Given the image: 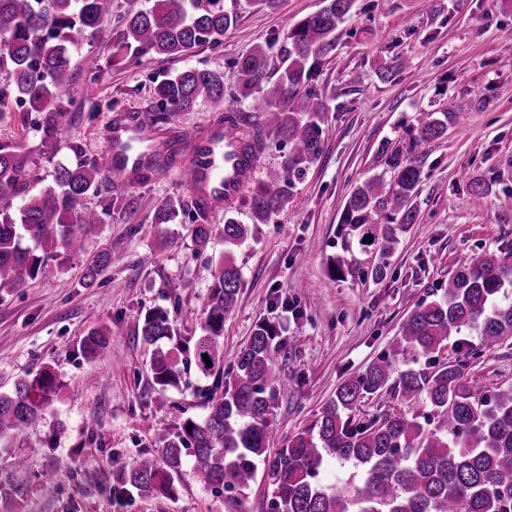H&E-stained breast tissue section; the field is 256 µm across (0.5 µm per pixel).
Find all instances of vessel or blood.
Instances as JSON below:
<instances>
[{"instance_id": "vessel-or-blood-1", "label": "vessel or blood", "mask_w": 512, "mask_h": 512, "mask_svg": "<svg viewBox=\"0 0 512 512\" xmlns=\"http://www.w3.org/2000/svg\"><path fill=\"white\" fill-rule=\"evenodd\" d=\"M155 138V131L139 118L126 115L115 120L111 148L125 159L109 165L114 184L126 185L138 179L140 157L131 153L130 146L149 145ZM188 142L194 156L185 180L189 195L207 207L217 203L228 207L240 200L258 162L256 155L245 153L237 129L220 124L204 133L192 132Z\"/></svg>"}]
</instances>
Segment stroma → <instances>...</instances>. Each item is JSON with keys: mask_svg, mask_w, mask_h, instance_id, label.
Here are the masks:
<instances>
[{"mask_svg": "<svg viewBox=\"0 0 512 512\" xmlns=\"http://www.w3.org/2000/svg\"><path fill=\"white\" fill-rule=\"evenodd\" d=\"M240 21L220 45L191 56L113 65L112 22L75 58L72 84L58 105L71 113L45 146L36 112L0 115V145L21 144L30 156L28 190L51 185L58 162L93 159L106 165L110 120L124 111L151 112L158 81L186 67L218 70L224 88L237 87L236 58L256 45L278 54L288 31L317 12L323 0H237ZM512 0H356L336 47L323 57L308 87L326 104L323 152L293 186L286 207L252 224L247 200L232 206L249 239L224 249V214L214 211L210 246L196 250L188 217L157 224L153 214L181 195L187 169L177 166L127 188L104 185L88 196L97 208L122 196L126 209L106 217L87 235L82 252L50 262L26 287L0 291V392L27 373L51 369L62 388L57 399L22 435L0 438V449L24 458L27 493L21 512H270L273 487L258 475L249 488L214 493L185 465L169 498L117 497L119 470L152 452L173 419L155 403L150 352L137 336L150 309L167 311L182 338L199 335L212 271L231 254L242 272L238 298L224 320V361L232 363L261 322L274 323L286 348L274 359L288 384L278 395L271 451L307 427L337 389L383 354L406 314L433 300L464 252L512 250ZM394 68L391 80L378 77ZM468 105L463 124L422 144L423 180L413 200L418 219L386 259L387 276L334 280L326 261L340 250L338 224L347 198L367 178L381 174L379 143L400 137L419 112H448ZM484 181L486 193L470 190ZM119 255L97 286L82 287L99 254ZM183 284L179 298L166 285ZM111 328L106 354L81 348L88 331ZM477 340H449L441 361L464 366L470 388L490 391L512 383V341L469 356ZM57 488L46 496L43 484Z\"/></svg>", "mask_w": 512, "mask_h": 512, "instance_id": "obj_1", "label": "stroma"}]
</instances>
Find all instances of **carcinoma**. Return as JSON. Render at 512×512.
Wrapping results in <instances>:
<instances>
[{
  "mask_svg": "<svg viewBox=\"0 0 512 512\" xmlns=\"http://www.w3.org/2000/svg\"><path fill=\"white\" fill-rule=\"evenodd\" d=\"M354 3L325 0L319 11L293 27L280 49V74L274 82L269 72L275 61L269 48L258 45L234 62L235 93H224L223 73L192 67L154 88L158 110L147 119L150 126L167 125L173 114L205 102L221 113L220 122L238 127L252 153L265 148V132L224 107L252 97L261 111L276 116L274 133L289 151L281 169L252 187L257 222L288 204L287 188L322 152L325 106L305 87L315 62L335 47L336 31L350 18ZM110 16L112 0H0V112L15 105L40 112L45 139L53 138L67 118L56 101L72 80V58ZM238 22L237 9L225 6V0H123L112 61L136 64L146 55L183 59L202 45H219ZM464 117L461 106L441 114L419 112L406 138L380 142L377 154L389 179L372 177L351 192L338 227L342 252L327 264L330 278H385L386 263L368 265L366 260L391 254L399 235L417 221L411 204L422 181L417 148ZM188 136L186 130L173 131L152 152L144 179L176 162V146ZM29 164L23 146L0 145V290L24 288L61 252H80L85 237L105 216L123 208L119 197L101 211L83 204L110 179L93 160L58 164L54 183L36 195L26 193ZM186 210L199 217L191 236L203 250L211 242L213 225L206 223L204 206L190 195L162 202L153 223L169 224ZM249 235V225L231 216L224 219L225 245L238 246ZM118 261L108 252L99 254L86 269L85 285L93 286L101 271ZM240 281V269L224 256L212 273L201 332L186 340L166 313L145 314L139 332L142 343L153 347L151 370L159 391L155 403L170 410L175 425L161 435L154 452L120 471L122 491L147 498L171 496L185 464L183 450L191 448L200 482L215 492L250 486L257 464H264L274 486L273 512H512V384L485 394L463 382L461 366L436 362V354L454 335L476 337L473 356L512 339V254L462 255L443 295L410 311L389 350L340 386L319 417L288 438L273 457L269 438L284 382L273 375L271 362L285 342L275 325L261 322L236 360L224 365V318L237 301ZM109 335V330H90L83 340L85 353L94 357L106 352ZM421 356L427 368L406 367ZM190 369L212 380L202 393L207 414L201 421L182 418V410L164 395ZM60 389L54 373L43 368L20 379L12 392H0V436L23 432ZM383 389L394 399L421 400L430 413L422 422L405 413L366 422L350 415L358 402ZM332 463L352 467L341 487L317 479ZM25 495L22 483L0 473V504Z\"/></svg>",
  "mask_w": 512,
  "mask_h": 512,
  "instance_id": "carcinoma-1",
  "label": "carcinoma"
}]
</instances>
